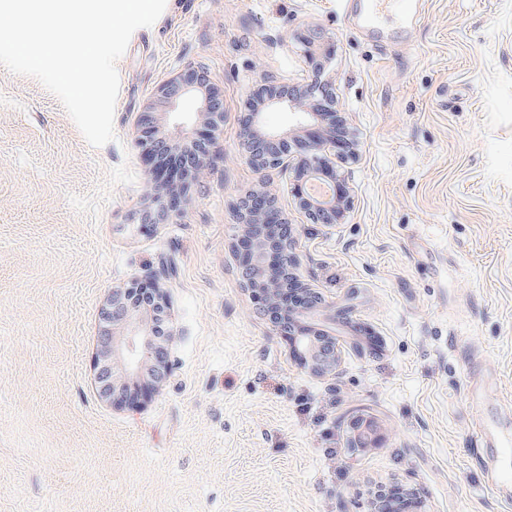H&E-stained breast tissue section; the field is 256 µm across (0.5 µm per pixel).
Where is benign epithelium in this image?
<instances>
[{
	"mask_svg": "<svg viewBox=\"0 0 512 512\" xmlns=\"http://www.w3.org/2000/svg\"><path fill=\"white\" fill-rule=\"evenodd\" d=\"M188 73L179 74L160 89V97L169 112L183 111L192 101L196 85ZM336 100L323 92L320 83L314 82L302 93L266 94L256 108L254 122H259L262 112L284 108L298 119L292 129L294 144L303 150L295 170L298 178L311 184L309 190L297 189L296 205L306 213L313 224H337L351 205L346 182L336 175V156L353 155L355 141H347L336 134V122L326 123L336 117L332 106ZM197 120L208 131L206 142L215 140L221 130L223 111L214 99L208 101L206 111L197 112ZM145 169V189L149 197L161 200V205L174 216L182 214L186 183L200 177L198 172H188L179 163L169 166L157 159L156 136L158 119L153 112H141L136 120ZM177 136L165 138L172 151L179 152L193 139V131L186 125H177ZM268 144L251 149L244 155L246 162L256 171L281 166L290 159L291 145L288 134L267 132ZM239 235L234 244L239 265L247 273V288L266 306L276 309L285 320L278 326L280 335L293 337L296 351L303 364L319 374H332L340 362L337 349L319 351L309 339L310 328L302 320L314 308L299 305L288 298V275L296 264L290 238L273 239L280 224L288 223L276 207L274 198L266 191L257 190L237 205ZM151 310L162 322L168 321L166 297L157 282L133 283L126 288H114L106 301L104 317L112 323V334L106 335L97 356L96 379L101 398L123 403L132 398L131 387L143 379L154 389L165 383L171 372L167 342L170 332L160 335L144 319L143 312ZM378 442L375 425L361 420L351 437V447L369 448Z\"/></svg>",
	"mask_w": 512,
	"mask_h": 512,
	"instance_id": "7a95c632",
	"label": "benign epithelium"
}]
</instances>
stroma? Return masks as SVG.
<instances>
[{
  "instance_id": "stroma-1",
  "label": "stroma",
  "mask_w": 512,
  "mask_h": 512,
  "mask_svg": "<svg viewBox=\"0 0 512 512\" xmlns=\"http://www.w3.org/2000/svg\"><path fill=\"white\" fill-rule=\"evenodd\" d=\"M196 65L223 126L172 218L145 195L135 122ZM117 70L116 138L93 147L0 66V512H364L396 483L421 512H512V0H425L406 42L366 37L352 0H171ZM264 75L335 96L359 143L336 163L341 223L296 207L294 168L243 160ZM262 183L335 374L301 364L243 283L234 208ZM153 274L171 373L115 405L95 383L102 309ZM362 418L381 439L355 451Z\"/></svg>"
}]
</instances>
